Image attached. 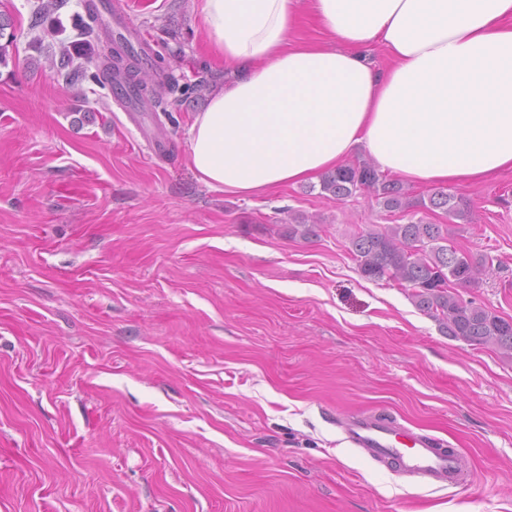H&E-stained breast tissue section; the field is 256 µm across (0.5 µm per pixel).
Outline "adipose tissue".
Instances as JSON below:
<instances>
[{
    "mask_svg": "<svg viewBox=\"0 0 512 512\" xmlns=\"http://www.w3.org/2000/svg\"><path fill=\"white\" fill-rule=\"evenodd\" d=\"M193 10L208 58L231 74L188 127L187 163L203 185L270 193L359 150L418 185L512 170V0H193ZM308 18L320 39H300Z\"/></svg>",
    "mask_w": 512,
    "mask_h": 512,
    "instance_id": "adipose-tissue-1",
    "label": "adipose tissue"
}]
</instances>
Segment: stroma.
<instances>
[{"label": "stroma", "mask_w": 512, "mask_h": 512, "mask_svg": "<svg viewBox=\"0 0 512 512\" xmlns=\"http://www.w3.org/2000/svg\"><path fill=\"white\" fill-rule=\"evenodd\" d=\"M39 2L0 0V512H512V359L349 251L364 229L444 225L492 261L461 297L512 319V170L456 187L454 218L365 190L209 189L187 130L228 75L192 0H114L180 85L133 112L54 61L65 45L94 69L85 0L35 28ZM292 215L316 237L289 236ZM353 411L457 451L461 484L370 461L336 425Z\"/></svg>", "instance_id": "obj_1"}]
</instances>
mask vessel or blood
<instances>
[{"mask_svg":"<svg viewBox=\"0 0 512 512\" xmlns=\"http://www.w3.org/2000/svg\"><path fill=\"white\" fill-rule=\"evenodd\" d=\"M337 425L352 448L388 464L398 475L429 486L453 487L462 480L464 467L458 454L439 449L433 438L414 433L391 416L350 412Z\"/></svg>","mask_w":512,"mask_h":512,"instance_id":"1","label":"vessel or blood"}]
</instances>
